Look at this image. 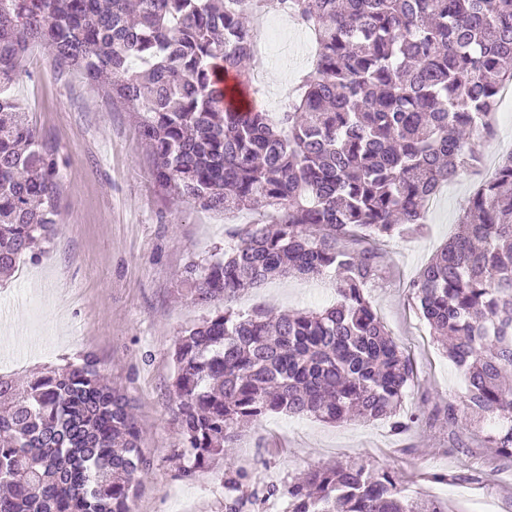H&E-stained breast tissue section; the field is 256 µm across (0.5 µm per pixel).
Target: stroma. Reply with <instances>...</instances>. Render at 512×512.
I'll return each instance as SVG.
<instances>
[{
    "instance_id": "1",
    "label": "stroma",
    "mask_w": 512,
    "mask_h": 512,
    "mask_svg": "<svg viewBox=\"0 0 512 512\" xmlns=\"http://www.w3.org/2000/svg\"><path fill=\"white\" fill-rule=\"evenodd\" d=\"M290 38L283 63L260 73V104L279 109L296 87L313 42L293 38L291 22L278 17ZM23 65L29 79L14 95L63 171L57 227L41 243L39 262L24 261L0 277V374L23 379L78 361L100 360L113 387L134 401L142 446L152 465L141 475L136 512H224V472L247 471L257 483L279 484L315 467L356 459L402 476L406 499L432 498L448 512H512V461L496 456L486 431L461 430L465 379L431 335L409 290L410 283L456 231L468 199L512 152V106L495 115L497 135L477 140L483 168L464 172L428 206L423 230L385 246L382 271L364 290L379 320L411 359L414 378L404 400L418 414L410 430L396 433L385 420L331 424L309 416L271 412L243 427L233 448L178 475L172 449L182 437L171 392L174 344L181 332L206 318L216 304L187 293L190 265L223 252L228 233L253 213L205 211L159 186L153 158L139 134L138 117L79 72L57 68L46 48H30ZM333 276L305 281L276 277L239 294L232 307L250 312L314 311L335 302ZM447 474L444 483L429 481Z\"/></svg>"
}]
</instances>
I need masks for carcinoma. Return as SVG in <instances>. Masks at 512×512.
I'll return each instance as SVG.
<instances>
[{
    "mask_svg": "<svg viewBox=\"0 0 512 512\" xmlns=\"http://www.w3.org/2000/svg\"><path fill=\"white\" fill-rule=\"evenodd\" d=\"M280 12L315 44L279 112L255 104L248 18ZM75 67L138 114L162 187L203 210L253 211L224 255L189 268L190 292L224 309L184 331L171 384L190 478L242 423L271 411L327 423L390 420L400 432L413 377L364 295L379 246L419 232L426 203L474 169L472 139L512 82V0H0V273L39 257L56 226L61 167L13 95L32 45ZM233 83L219 90L214 71ZM334 269L337 300L278 314L231 306L275 276ZM466 381L468 428L490 422L512 460V153L470 197L460 228L411 284ZM151 466L132 399L99 359L20 383L0 376V512H135ZM446 512L407 500L400 477L358 462L283 484L224 473L225 512Z\"/></svg>",
    "mask_w": 512,
    "mask_h": 512,
    "instance_id": "1",
    "label": "carcinoma"
}]
</instances>
